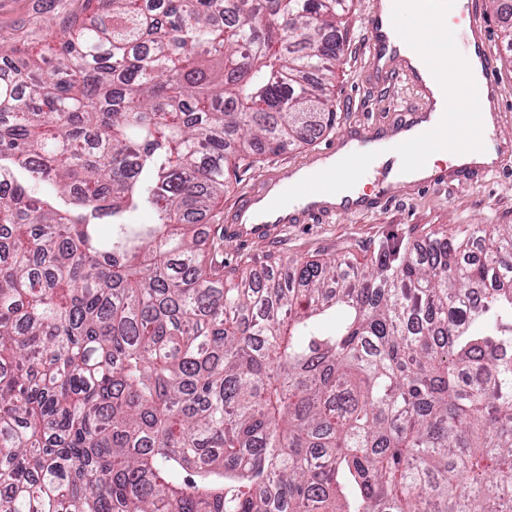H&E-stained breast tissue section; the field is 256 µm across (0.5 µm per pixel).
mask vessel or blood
Here are the masks:
<instances>
[{
    "instance_id": "obj_1",
    "label": "vessel or blood",
    "mask_w": 512,
    "mask_h": 512,
    "mask_svg": "<svg viewBox=\"0 0 512 512\" xmlns=\"http://www.w3.org/2000/svg\"><path fill=\"white\" fill-rule=\"evenodd\" d=\"M450 6H463V16L474 35V53L480 76L472 80L460 72L443 68L433 70L430 78L448 100L456 104L455 112L446 114L426 127L419 135L411 130L420 124L422 116L431 114L433 102H425L420 112L410 114L402 122L409 135L403 139L384 136L369 130L356 133L349 141V158L344 168L333 166L306 167L302 175L293 170L283 171L259 193L249 192L235 202L224 227L226 236L245 243H268L290 224H307L322 213L355 212L360 203L344 200L340 207H325L320 197L336 191L345 182L369 177L376 165V143H384V151L404 166L416 169L424 166L430 155L443 150L457 157L498 140V127L489 126L481 113L471 111L472 102L486 93L502 95L503 87L496 76V60L488 47L481 22V0H449ZM413 0H391L389 10L372 6L365 19L371 61L383 79L417 84L418 75L399 54L400 46L411 43L399 25L400 19L410 18Z\"/></svg>"
}]
</instances>
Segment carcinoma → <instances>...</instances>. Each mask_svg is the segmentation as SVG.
I'll return each instance as SVG.
<instances>
[{"label":"carcinoma","mask_w":512,"mask_h":512,"mask_svg":"<svg viewBox=\"0 0 512 512\" xmlns=\"http://www.w3.org/2000/svg\"><path fill=\"white\" fill-rule=\"evenodd\" d=\"M88 3L0 74V512H512V224L261 275L194 230L334 123L349 0Z\"/></svg>","instance_id":"1"}]
</instances>
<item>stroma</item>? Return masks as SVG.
Returning a JSON list of instances; mask_svg holds the SVG:
<instances>
[{
	"mask_svg": "<svg viewBox=\"0 0 512 512\" xmlns=\"http://www.w3.org/2000/svg\"><path fill=\"white\" fill-rule=\"evenodd\" d=\"M371 2L351 0L340 27L342 53L335 68L334 127L311 143L261 156L250 168H237L219 205L222 215H229L242 194L258 189L282 169L311 164L319 152L357 131H389L407 113L421 109L422 96L410 84L378 85L373 81L365 29ZM88 13L86 0H0V45L16 47L25 56L36 54L47 40L63 37L75 19ZM482 21L505 90L500 109L506 118L500 134L512 142V47L502 40V17L491 0L483 4ZM468 224H512V165L469 183L411 187L366 211L291 224L270 244L225 241L224 268L229 271L247 265L260 270L275 258L307 261L330 255L348 256L362 266L389 237L418 240L430 232Z\"/></svg>",
	"mask_w": 512,
	"mask_h": 512,
	"instance_id": "1",
	"label": "stroma"
}]
</instances>
